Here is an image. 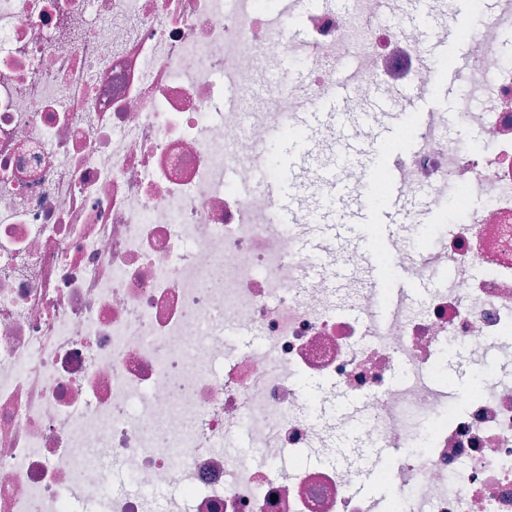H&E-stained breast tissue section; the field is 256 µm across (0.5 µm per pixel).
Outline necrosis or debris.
I'll use <instances>...</instances> for the list:
<instances>
[{
	"instance_id": "1",
	"label": "necrosis or debris",
	"mask_w": 512,
	"mask_h": 512,
	"mask_svg": "<svg viewBox=\"0 0 512 512\" xmlns=\"http://www.w3.org/2000/svg\"><path fill=\"white\" fill-rule=\"evenodd\" d=\"M400 7L0 0V512H376L359 461L389 447L385 512H512V381L483 372L512 335V0L468 35L479 102L459 118L482 148L435 118L404 160L405 193L461 196L439 247L399 230L377 254L415 282L451 270L421 308L382 318L358 279L305 280L351 261L302 250L316 208L282 227L237 190L277 168L273 131L345 55L362 100L381 80L434 83L403 22L367 23ZM263 58L313 62L314 79L253 94ZM224 79L250 114L225 108ZM228 324L263 345L228 355ZM452 341L481 373L460 392L443 386Z\"/></svg>"
}]
</instances>
